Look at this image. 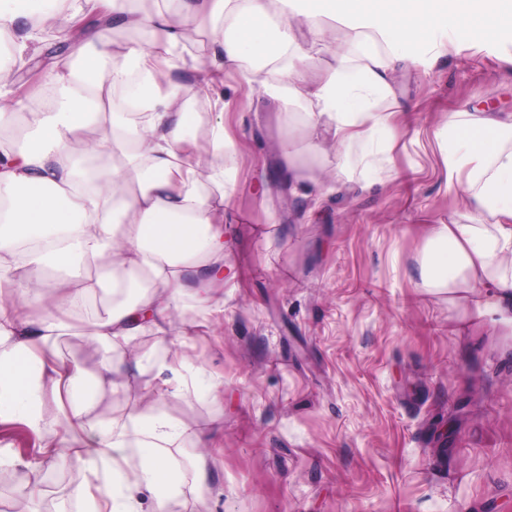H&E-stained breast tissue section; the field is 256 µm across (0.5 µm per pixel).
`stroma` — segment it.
Masks as SVG:
<instances>
[{
    "mask_svg": "<svg viewBox=\"0 0 512 512\" xmlns=\"http://www.w3.org/2000/svg\"><path fill=\"white\" fill-rule=\"evenodd\" d=\"M447 55L404 65L396 95L405 112L397 177L372 184L351 149L345 174L317 161L320 196L292 197L271 225L253 186L271 176L283 140L304 149L299 103L267 97L245 114L237 207L224 251V317L197 310L186 349L221 383L224 400L165 398L183 419L218 418L204 449L211 488L193 479L195 449L177 470L187 512H512V335L490 322L460 326L463 311L429 286L419 262L431 225L458 220L434 134L452 112L512 113V40L449 29ZM94 300L58 340L64 357L95 365L88 338ZM57 473L34 494L29 472L0 484L13 512H77Z\"/></svg>",
    "mask_w": 512,
    "mask_h": 512,
    "instance_id": "1",
    "label": "stroma"
}]
</instances>
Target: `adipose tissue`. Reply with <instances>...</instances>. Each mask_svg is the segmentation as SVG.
Masks as SVG:
<instances>
[{"mask_svg": "<svg viewBox=\"0 0 512 512\" xmlns=\"http://www.w3.org/2000/svg\"><path fill=\"white\" fill-rule=\"evenodd\" d=\"M70 2L0 0L13 69L34 60L42 32L67 46L47 73L52 101L33 112L28 97L16 100L36 136L21 148L0 136V288L11 291L0 298V423L26 425L45 460L82 472L71 492L82 512H183L179 458L214 442L223 424L169 417L161 401L170 392L221 394L187 354L160 359L139 339L188 337L195 309L224 310L239 183L225 80L301 103L310 150H333L337 169L356 145L362 165L383 154L391 176L397 65L436 57L451 22L493 40L512 35V12L501 0H175L145 15L136 0H81L73 14ZM189 15L207 32L187 55ZM327 18L345 29L343 42L332 43ZM123 29L142 31L143 42L110 39ZM316 51L331 61L312 72ZM193 100L213 111L203 140L188 131ZM435 139L449 185L465 188L466 219L432 225L420 276L512 329V114L452 112ZM279 151L292 195L309 197L318 185L310 167L291 142ZM98 296L111 304L90 338L107 355L89 368L60 355L57 340L67 316ZM183 297L192 307L179 308ZM147 373L158 383L143 387L129 412L97 417L98 389H122ZM47 392L58 410L52 432L42 426ZM132 448L142 454L136 467Z\"/></svg>", "mask_w": 512, "mask_h": 512, "instance_id": "ef3b65f1", "label": "adipose tissue"}]
</instances>
